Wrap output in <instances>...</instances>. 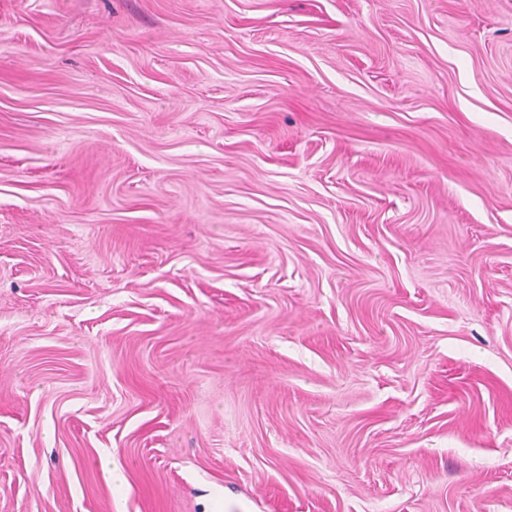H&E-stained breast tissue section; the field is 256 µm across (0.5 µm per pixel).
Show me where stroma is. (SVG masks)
<instances>
[{
    "instance_id": "stroma-1",
    "label": "stroma",
    "mask_w": 512,
    "mask_h": 512,
    "mask_svg": "<svg viewBox=\"0 0 512 512\" xmlns=\"http://www.w3.org/2000/svg\"><path fill=\"white\" fill-rule=\"evenodd\" d=\"M0 512H512V0H0Z\"/></svg>"
}]
</instances>
